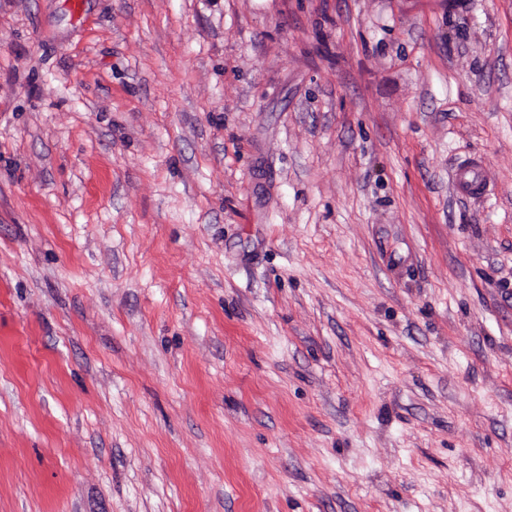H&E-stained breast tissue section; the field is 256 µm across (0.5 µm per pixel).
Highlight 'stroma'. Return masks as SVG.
I'll list each match as a JSON object with an SVG mask.
<instances>
[{
	"instance_id": "stroma-1",
	"label": "stroma",
	"mask_w": 512,
	"mask_h": 512,
	"mask_svg": "<svg viewBox=\"0 0 512 512\" xmlns=\"http://www.w3.org/2000/svg\"><path fill=\"white\" fill-rule=\"evenodd\" d=\"M0 512H512V0H0ZM481 158H472L466 165L455 173V180L466 196L483 195L488 192L489 183L479 177L478 173L483 169Z\"/></svg>"
}]
</instances>
